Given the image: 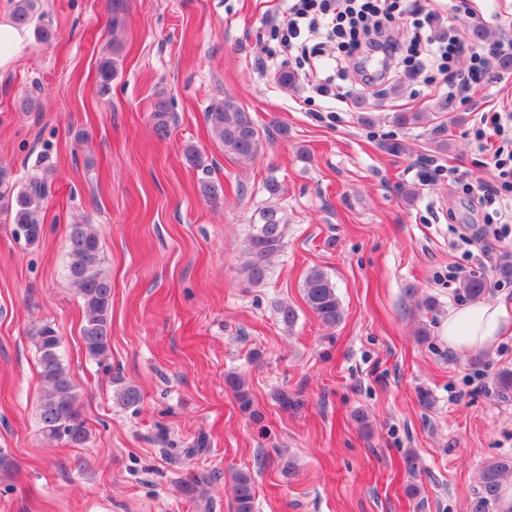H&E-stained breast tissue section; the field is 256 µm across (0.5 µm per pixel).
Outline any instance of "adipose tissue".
Here are the masks:
<instances>
[{
  "label": "adipose tissue",
  "instance_id": "ef3b65f1",
  "mask_svg": "<svg viewBox=\"0 0 512 512\" xmlns=\"http://www.w3.org/2000/svg\"><path fill=\"white\" fill-rule=\"evenodd\" d=\"M512 333V316L500 303L476 301L450 310L442 334L451 350L472 352L494 348L500 336Z\"/></svg>",
  "mask_w": 512,
  "mask_h": 512
}]
</instances>
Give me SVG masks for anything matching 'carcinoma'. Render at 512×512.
Listing matches in <instances>:
<instances>
[{
  "label": "carcinoma",
  "instance_id": "1",
  "mask_svg": "<svg viewBox=\"0 0 512 512\" xmlns=\"http://www.w3.org/2000/svg\"><path fill=\"white\" fill-rule=\"evenodd\" d=\"M38 0H12V19L26 27L36 12ZM122 46L112 42V54L101 58L98 79L108 88L117 74ZM205 119L214 136L224 145V152L238 158L257 155L262 138L250 114L233 99L225 98L208 107ZM154 128L158 135L168 134L170 121L169 102L165 94L156 95L153 109ZM48 172L36 171L7 201L13 213V223L25 231L27 244L34 245L43 235L41 203L50 192ZM285 224L275 207L264 209L260 223L253 225L245 252L247 261L243 273L249 283H262L269 273L272 259L282 252ZM67 248L70 258L68 278L81 300L83 325L81 337L86 353L94 360L104 359L110 350L112 329V284L101 268V244L96 229L90 224L68 226ZM485 276L471 273L459 283V291L469 299H478L486 291ZM304 300L317 319L326 326L341 322L343 310L336 289L328 276L315 268L308 272L303 288ZM30 339L38 353L42 390L38 403V423L44 438L59 441L72 447H82L89 438L79 410L78 386L61 356L62 338L54 326L42 323L30 331ZM226 384L233 390L240 409L258 421L261 414L254 406L246 381L237 374H229ZM273 399L284 411H297L303 406L299 396L279 389ZM142 400L135 385L122 384L115 392V403L124 408L136 407ZM512 479V461L492 459L482 466L479 485L469 506V512H512V502L502 494L504 484ZM216 477L207 471L189 475L182 481L181 493L189 500L199 502L208 498ZM235 512H255V475L250 469H240L231 474Z\"/></svg>",
  "mask_w": 512,
  "mask_h": 512
}]
</instances>
